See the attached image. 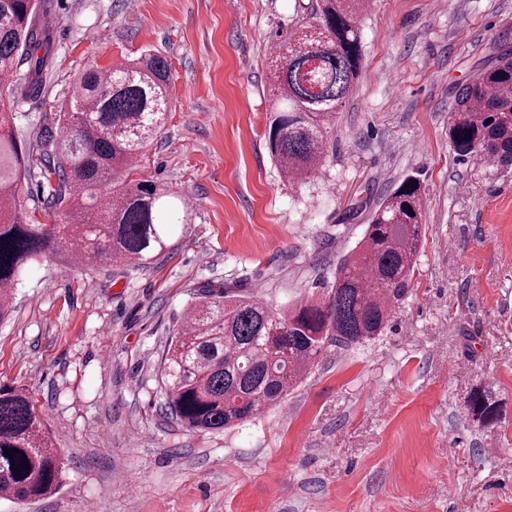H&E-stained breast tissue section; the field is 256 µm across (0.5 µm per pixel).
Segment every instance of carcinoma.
Masks as SVG:
<instances>
[{
	"mask_svg": "<svg viewBox=\"0 0 512 512\" xmlns=\"http://www.w3.org/2000/svg\"><path fill=\"white\" fill-rule=\"evenodd\" d=\"M52 0H0V83L40 97L53 52L52 31L36 21ZM282 53L273 59L278 111L268 143L283 176L301 180L322 165L326 134L353 89L361 64L360 17L365 0H311ZM170 71L159 55L92 70L76 83L67 111L44 118L40 151L26 148L11 105H0V287L16 286L29 264L50 254L98 264L141 266L166 246L158 221L170 204L150 181L106 183L159 132L168 109ZM471 138H465V135ZM448 140L462 157L487 155L512 166V46L498 47L459 87ZM40 178L38 203L47 216L23 217L22 178ZM424 188L405 178L377 204L350 256L336 270L327 299L278 312L232 291L203 289L186 313L164 359L162 383L170 413L192 430L234 426L280 404L325 343L351 347L375 339L410 290L422 244ZM475 427L493 426L501 409L490 387L467 400ZM12 452L7 457L4 451ZM19 475H14V472ZM64 466L29 393L0 385V497L24 503L58 490Z\"/></svg>",
	"mask_w": 512,
	"mask_h": 512,
	"instance_id": "obj_1",
	"label": "carcinoma"
}]
</instances>
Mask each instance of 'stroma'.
Here are the masks:
<instances>
[{
	"mask_svg": "<svg viewBox=\"0 0 512 512\" xmlns=\"http://www.w3.org/2000/svg\"><path fill=\"white\" fill-rule=\"evenodd\" d=\"M52 67L19 99L31 132L85 70L142 54L171 70L165 123L131 174L167 248L130 269L38 258L0 322V383L28 389L65 464L47 498L0 512H512V166L448 143L456 89L512 29V0H372L360 77L313 178L269 149L272 49L303 0H53ZM425 190L412 292L382 336L326 345L302 384L236 427L195 433L166 407L167 346L203 288L285 310L325 300L380 198ZM492 384L496 425L467 416Z\"/></svg>",
	"mask_w": 512,
	"mask_h": 512,
	"instance_id": "obj_1",
	"label": "stroma"
}]
</instances>
